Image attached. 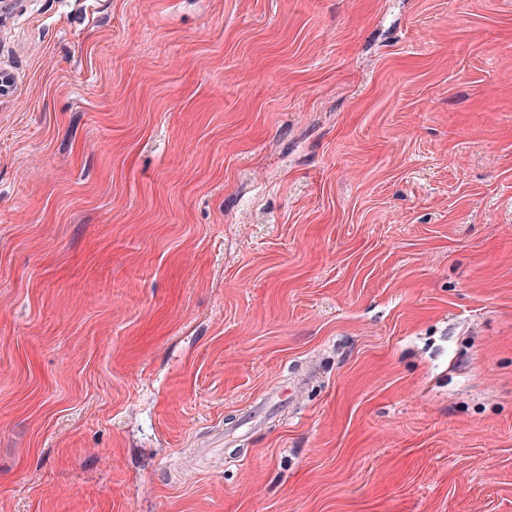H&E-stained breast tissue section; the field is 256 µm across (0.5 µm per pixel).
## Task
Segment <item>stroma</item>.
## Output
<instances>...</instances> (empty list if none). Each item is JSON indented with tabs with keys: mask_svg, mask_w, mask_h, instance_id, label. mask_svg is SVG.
I'll return each instance as SVG.
<instances>
[{
	"mask_svg": "<svg viewBox=\"0 0 512 512\" xmlns=\"http://www.w3.org/2000/svg\"><path fill=\"white\" fill-rule=\"evenodd\" d=\"M0 71V512H512V0H17Z\"/></svg>",
	"mask_w": 512,
	"mask_h": 512,
	"instance_id": "stroma-1",
	"label": "stroma"
}]
</instances>
